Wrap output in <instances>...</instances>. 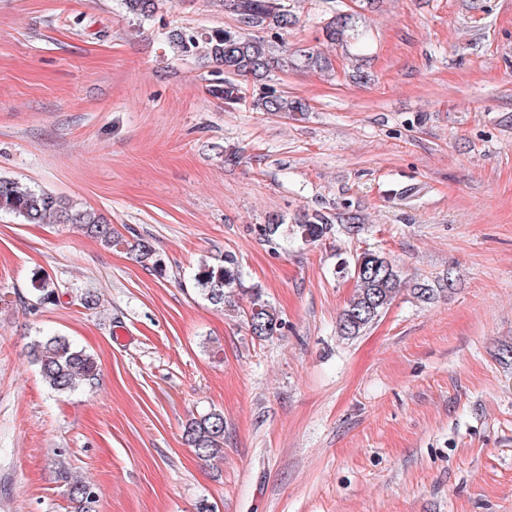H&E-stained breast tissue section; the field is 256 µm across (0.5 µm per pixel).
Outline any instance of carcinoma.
Segmentation results:
<instances>
[{
  "mask_svg": "<svg viewBox=\"0 0 512 512\" xmlns=\"http://www.w3.org/2000/svg\"><path fill=\"white\" fill-rule=\"evenodd\" d=\"M164 0H123L128 14L138 19H150ZM224 7L236 22V29L201 33L194 29L174 30L169 40L182 56L203 55L222 75L220 85L224 103L236 104L242 99L243 88L252 89V106L263 112H304L306 105L267 84L272 71L304 66L321 71L333 70L331 60L319 51L304 54L273 55L266 32L274 39L297 23L286 0H224ZM351 18L340 15L325 27L326 38L341 44L353 37ZM0 211L17 216L24 224H73L86 235L96 239L105 249H123L129 257L145 268L163 271V261L151 242L138 234L125 237L104 217L76 202L19 182L0 177ZM357 217L342 213L331 220L319 213H306L288 227L284 218H274L256 227L258 235L270 245L288 241V234L305 241L319 240L338 223L347 233L359 231ZM354 279L355 291L341 312L339 333L347 338L360 335L389 307L401 290L398 267L384 254L365 250L345 263ZM32 293L39 305L59 301L54 280L39 275L32 280ZM191 286L205 301L224 306L235 292L249 295L245 312L246 324L252 335L268 338L281 326L280 318L261 288L247 287L238 259L231 253L206 257L192 276ZM447 284L434 287L416 282L411 288L414 298L428 302L446 291ZM28 355L38 368L45 384L58 395H69L79 389L91 390L98 384L99 369L94 356L59 334L35 337ZM187 444L198 458L208 461L219 457L224 447V414L211 411L187 422L184 428ZM54 482L64 488L72 512H98L96 488L66 467L54 470Z\"/></svg>",
  "mask_w": 512,
  "mask_h": 512,
  "instance_id": "obj_1",
  "label": "carcinoma"
}]
</instances>
